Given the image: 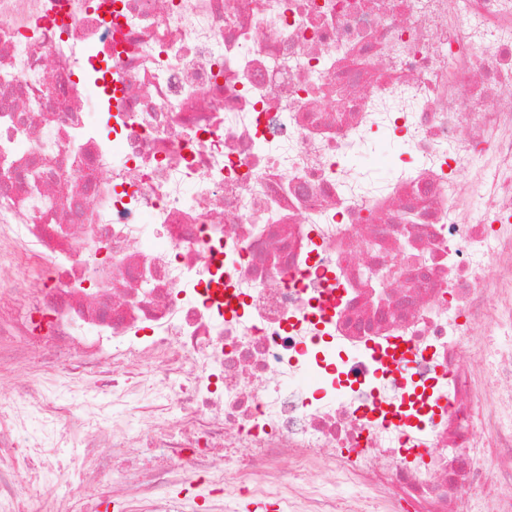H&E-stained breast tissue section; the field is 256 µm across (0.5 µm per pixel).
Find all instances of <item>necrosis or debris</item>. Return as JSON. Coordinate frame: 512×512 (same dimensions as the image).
<instances>
[{
	"label": "necrosis or debris",
	"mask_w": 512,
	"mask_h": 512,
	"mask_svg": "<svg viewBox=\"0 0 512 512\" xmlns=\"http://www.w3.org/2000/svg\"><path fill=\"white\" fill-rule=\"evenodd\" d=\"M0 284V512H512V0H0ZM356 165L359 167L367 168L372 171H381L388 173L392 176V170L394 169L393 160L390 156V152L387 143L384 142L382 145V152L378 155L361 156L358 158ZM106 454L102 448H60L58 458L71 471L83 469H97ZM67 488L64 484H60L55 475H47L45 479V490L40 496V499L30 503L26 499L27 507L29 510H37L34 512H52L51 510L56 507L60 497L66 492Z\"/></svg>",
	"instance_id": "4bbe7bcc"
}]
</instances>
